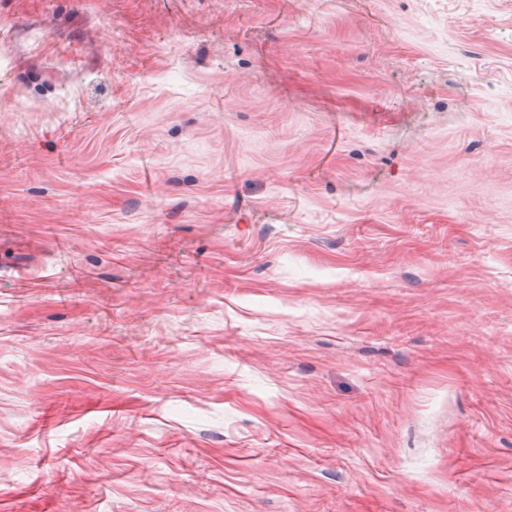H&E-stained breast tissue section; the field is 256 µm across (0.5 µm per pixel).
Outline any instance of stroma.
<instances>
[{
    "label": "stroma",
    "mask_w": 512,
    "mask_h": 512,
    "mask_svg": "<svg viewBox=\"0 0 512 512\" xmlns=\"http://www.w3.org/2000/svg\"><path fill=\"white\" fill-rule=\"evenodd\" d=\"M0 512H512V0H0Z\"/></svg>",
    "instance_id": "stroma-1"
}]
</instances>
